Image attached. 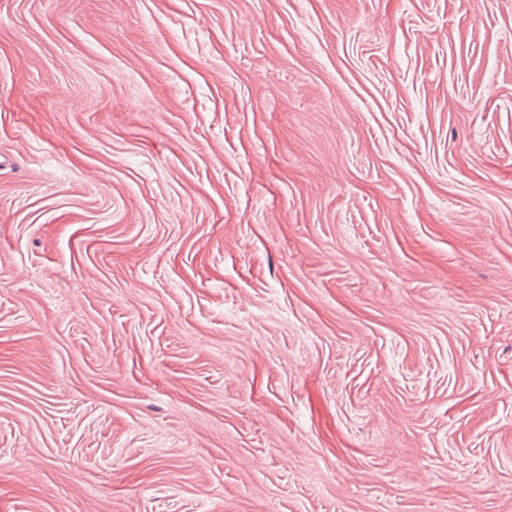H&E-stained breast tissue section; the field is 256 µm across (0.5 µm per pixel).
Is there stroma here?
<instances>
[{
	"label": "stroma",
	"instance_id": "35a3bbf8",
	"mask_svg": "<svg viewBox=\"0 0 512 512\" xmlns=\"http://www.w3.org/2000/svg\"><path fill=\"white\" fill-rule=\"evenodd\" d=\"M0 512H512V0H0Z\"/></svg>",
	"mask_w": 512,
	"mask_h": 512
}]
</instances>
